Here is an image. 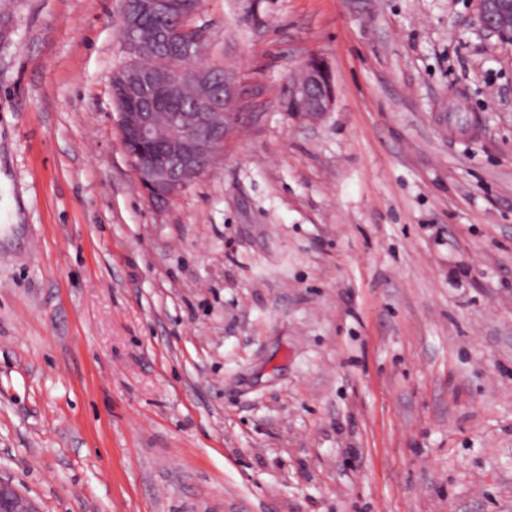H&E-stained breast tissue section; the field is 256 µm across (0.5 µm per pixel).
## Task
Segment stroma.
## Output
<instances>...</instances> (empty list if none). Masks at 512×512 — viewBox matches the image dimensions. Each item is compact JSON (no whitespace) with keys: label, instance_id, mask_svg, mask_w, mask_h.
<instances>
[{"label":"stroma","instance_id":"1","mask_svg":"<svg viewBox=\"0 0 512 512\" xmlns=\"http://www.w3.org/2000/svg\"><path fill=\"white\" fill-rule=\"evenodd\" d=\"M475 8L202 0L248 120L157 206L122 0H0V478L41 512H512V47ZM335 101L331 70L318 56L308 59L300 79L288 85L284 105L287 112L306 122H318Z\"/></svg>","mask_w":512,"mask_h":512}]
</instances>
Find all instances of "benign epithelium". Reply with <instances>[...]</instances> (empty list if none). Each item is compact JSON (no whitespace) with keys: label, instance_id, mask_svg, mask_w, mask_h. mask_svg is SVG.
Listing matches in <instances>:
<instances>
[{"label":"benign epithelium","instance_id":"1","mask_svg":"<svg viewBox=\"0 0 512 512\" xmlns=\"http://www.w3.org/2000/svg\"><path fill=\"white\" fill-rule=\"evenodd\" d=\"M178 3L180 20L194 17L199 0H141L139 9L125 11L122 27L127 35L128 61L114 73L115 95L137 102L133 112L119 111L118 127L123 146L155 142L159 151L137 163V175L148 201L161 204L180 193L205 172L215 152L241 123L236 111V84L226 70L221 77L224 93L213 90L212 69L181 66L174 69L146 67L140 62L145 52L177 37H188V47L201 51L202 30L171 27L146 32L139 10L167 13ZM473 25L503 44H512V0H478ZM335 101L331 70L315 56L305 63L300 79L288 85L284 105L287 112L306 122H318L331 111ZM0 512H39L33 499L0 480Z\"/></svg>","mask_w":512,"mask_h":512}]
</instances>
